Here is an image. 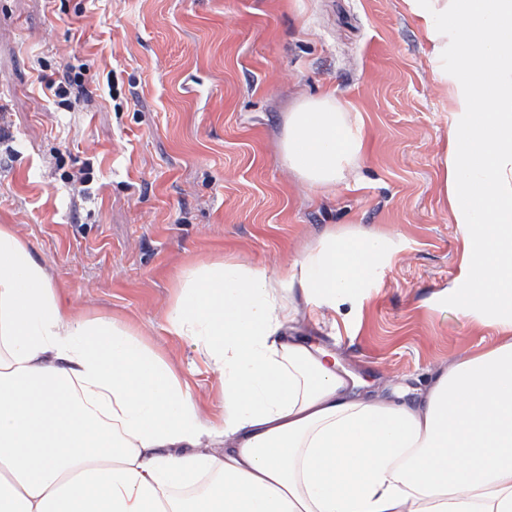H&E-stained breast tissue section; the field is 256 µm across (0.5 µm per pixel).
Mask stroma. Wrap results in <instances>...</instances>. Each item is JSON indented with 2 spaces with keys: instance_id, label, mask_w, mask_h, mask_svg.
<instances>
[{
  "instance_id": "35a3bbf8",
  "label": "stroma",
  "mask_w": 512,
  "mask_h": 512,
  "mask_svg": "<svg viewBox=\"0 0 512 512\" xmlns=\"http://www.w3.org/2000/svg\"><path fill=\"white\" fill-rule=\"evenodd\" d=\"M406 0H0V224L66 303L138 330L204 417L224 376L175 335L177 277L234 258L276 272L328 228L389 233V259L304 333L372 389L415 386L495 339L440 292L448 114ZM74 65L67 105L41 88ZM333 87L364 124L354 188L320 195L281 158L288 112ZM91 165L89 187L69 177Z\"/></svg>"
}]
</instances>
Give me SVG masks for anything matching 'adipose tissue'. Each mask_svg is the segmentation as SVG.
<instances>
[{
	"instance_id": "ef3b65f1",
	"label": "adipose tissue",
	"mask_w": 512,
	"mask_h": 512,
	"mask_svg": "<svg viewBox=\"0 0 512 512\" xmlns=\"http://www.w3.org/2000/svg\"><path fill=\"white\" fill-rule=\"evenodd\" d=\"M406 2L447 98L461 249L445 296L496 341L385 398L301 326L352 302L390 238L328 229L275 274L204 261L168 323L224 372L209 421L132 327L64 305L1 224L0 512H512V0ZM363 148L335 90L286 117L283 160L320 193Z\"/></svg>"
}]
</instances>
